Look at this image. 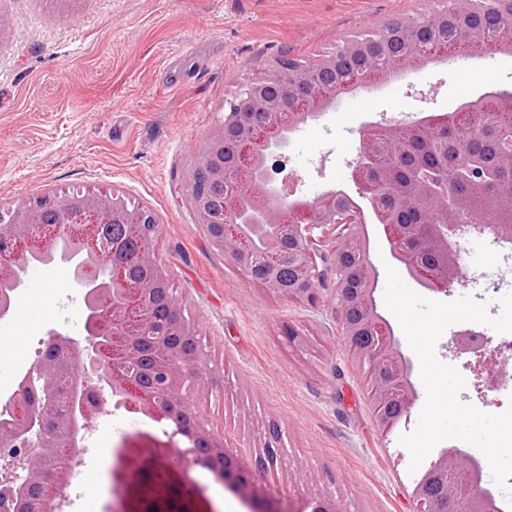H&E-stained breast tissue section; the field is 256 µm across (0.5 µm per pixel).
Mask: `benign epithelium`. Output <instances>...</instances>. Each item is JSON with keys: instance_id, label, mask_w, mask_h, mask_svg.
Returning <instances> with one entry per match:
<instances>
[{"instance_id": "benign-epithelium-1", "label": "benign epithelium", "mask_w": 512, "mask_h": 512, "mask_svg": "<svg viewBox=\"0 0 512 512\" xmlns=\"http://www.w3.org/2000/svg\"><path fill=\"white\" fill-rule=\"evenodd\" d=\"M426 20L409 19L401 33L410 39L406 62L417 67L450 43H426ZM371 39L352 40L316 63L286 53L275 57L269 73L242 83L224 106V122L209 136L200 157L187 170V184L197 224L211 245L253 282L289 300L315 306L323 291L333 294L349 354L367 369V379L380 426L394 418L388 407L408 415L417 400L410 369L393 329L378 311L375 299L379 272L371 260L366 214L353 199L346 213L343 238L331 261L318 267L314 232L338 225V190L329 188L312 200L289 198L275 182L269 159L288 150L292 132L319 110L333 106L338 93L393 74L388 63L369 74L352 72L339 84L324 85L323 71L336 57L361 51ZM471 48L512 52V32L489 42L478 36ZM512 92L491 90L452 113H425L415 120L435 130L470 132L479 119L497 111ZM404 122L369 123L362 132L352 179L370 199L390 246L391 256L421 286L446 292L461 278L459 239L473 230L512 243V224H463L454 213L443 224H394L378 208L371 192L379 189L386 169L364 158L397 153ZM132 224L138 249L128 251L112 237V225ZM160 219L149 205L134 202L120 191L46 192L17 204H0V318L12 311L30 266L63 263L71 287L83 296V333L71 336L55 327L46 331V351L33 364L12 399L10 417L0 420V486L19 502L29 485L43 489L36 512H61L68 473L64 457L82 447L98 413L88 402L92 392L107 394L116 404H131L156 422L169 421L168 441L154 448L123 444L112 464L113 489H129L139 457L150 453L167 459L175 437L189 446L181 459L200 465L224 483L243 485L251 512H288L282 501L255 484V475L283 462L288 455L282 430L265 429L250 461L224 447V439L205 428L194 411L202 386L206 354L195 324L183 315L165 268L152 249ZM358 252L355 270L339 258ZM430 254L438 263L425 265ZM289 268L294 283L279 273ZM362 311L363 331L346 319ZM456 500V512H491L490 493L475 477V462L456 451L443 452L417 484V512H440V494ZM311 512H337L326 495L310 498Z\"/></svg>"}]
</instances>
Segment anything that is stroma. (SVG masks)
<instances>
[{"label":"stroma","instance_id":"1","mask_svg":"<svg viewBox=\"0 0 512 512\" xmlns=\"http://www.w3.org/2000/svg\"><path fill=\"white\" fill-rule=\"evenodd\" d=\"M447 7L448 0H0V202L47 190L116 188L157 211L155 253L210 358L196 409L225 447L243 456L268 421L279 423L288 457L256 482L297 512L314 486L342 512H415L419 476L409 473L410 453L399 439L415 428L425 401L417 399L391 430L379 428L332 299L313 308L250 281L199 230L181 176L223 122L225 100L280 52L313 60L389 20ZM470 64L484 80L474 95L491 86L512 92V53L488 51ZM459 68L432 62L412 79L340 95L337 110L294 132L292 149L275 160L276 179H287L302 198L331 187L356 195L351 173L363 125L453 111ZM460 247L462 278L428 299L469 295L489 316H500L499 298L512 292V243L473 234ZM486 268L499 277H484ZM25 289L26 299L0 322V338L22 337L18 348L0 347L6 363L34 360L49 327L73 336L83 331L63 267L28 277ZM291 328L304 345L289 342ZM456 332L448 327L439 338L438 359L465 379L461 398L502 413L512 401V364L495 401L481 403L467 358L453 345ZM119 412L112 405L94 419L64 512H79L81 488L112 512V468L103 449L163 440L154 422L110 432ZM154 467L177 477L186 512H249L242 493L206 469H186L173 458Z\"/></svg>","mask_w":512,"mask_h":512}]
</instances>
